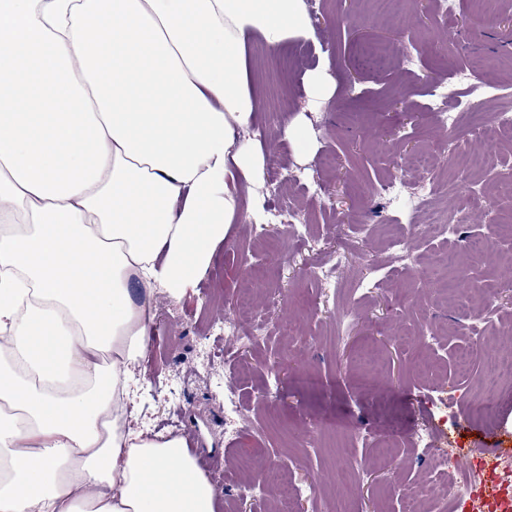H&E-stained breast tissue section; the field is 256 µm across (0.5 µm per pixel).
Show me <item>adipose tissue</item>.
<instances>
[{"instance_id":"ef3b65f1","label":"adipose tissue","mask_w":512,"mask_h":512,"mask_svg":"<svg viewBox=\"0 0 512 512\" xmlns=\"http://www.w3.org/2000/svg\"><path fill=\"white\" fill-rule=\"evenodd\" d=\"M302 0H0V512H215L133 431L155 289L182 296L262 161L245 47Z\"/></svg>"}]
</instances>
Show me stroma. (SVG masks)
Instances as JSON below:
<instances>
[{
	"label": "stroma",
	"mask_w": 512,
	"mask_h": 512,
	"mask_svg": "<svg viewBox=\"0 0 512 512\" xmlns=\"http://www.w3.org/2000/svg\"><path fill=\"white\" fill-rule=\"evenodd\" d=\"M308 34L271 49L248 47L257 112L248 130L263 156L259 178L238 179L243 220L231 225L208 271L184 296L156 293L153 337L134 365L148 393L133 404L131 425L164 419L152 387H175L177 436L199 439L191 448L216 490V512L250 503L244 488L275 466L281 484L309 481L315 490L295 512H455L447 502L416 495L419 483H445L448 474L416 448L417 432L436 434L439 408L453 419L446 436L457 448L476 447L481 432L512 434V396L484 385L485 347L512 350V264L499 258L500 227L512 222V197L491 174L499 149L512 136L496 131L493 112L512 110V0H459L455 14L437 0H406L387 18L375 0H313ZM379 52L384 63L371 55ZM472 69L471 111L480 131L441 126L429 106L431 91ZM323 70L331 88L314 98L308 83ZM298 138H286L285 124ZM480 153L484 203L467 201L460 156ZM438 159L434 171L416 159ZM303 169L317 184L305 191L286 182ZM405 177L426 190L424 209L441 217L467 209L450 271L467 295L443 302L424 282L428 256L442 243L420 225L406 240L409 253L385 243L399 213L375 194L377 185ZM289 208L298 226L278 224L254 241L250 226L265 210ZM494 250L471 253L469 242ZM340 251L345 261L327 286L317 267ZM487 313L488 346L472 344L469 317ZM238 320L242 339L210 338L212 320ZM259 338H252L253 329ZM210 339V350L200 343ZM473 356L467 369L457 357ZM489 399L493 417L473 420L472 399ZM242 418L224 412L225 399ZM353 456L349 470L337 457Z\"/></svg>",
	"instance_id": "35a3bbf8"
}]
</instances>
